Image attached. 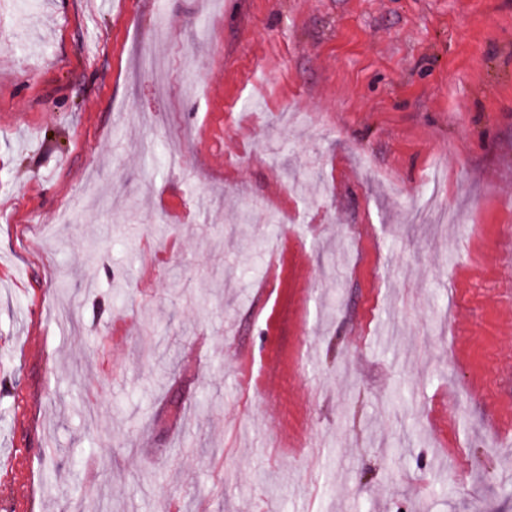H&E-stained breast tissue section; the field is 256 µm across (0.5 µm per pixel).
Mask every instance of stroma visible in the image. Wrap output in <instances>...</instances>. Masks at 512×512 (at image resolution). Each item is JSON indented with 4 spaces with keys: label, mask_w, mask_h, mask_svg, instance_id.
Returning <instances> with one entry per match:
<instances>
[{
    "label": "stroma",
    "mask_w": 512,
    "mask_h": 512,
    "mask_svg": "<svg viewBox=\"0 0 512 512\" xmlns=\"http://www.w3.org/2000/svg\"><path fill=\"white\" fill-rule=\"evenodd\" d=\"M22 502L512 512V0H0Z\"/></svg>",
    "instance_id": "stroma-1"
}]
</instances>
